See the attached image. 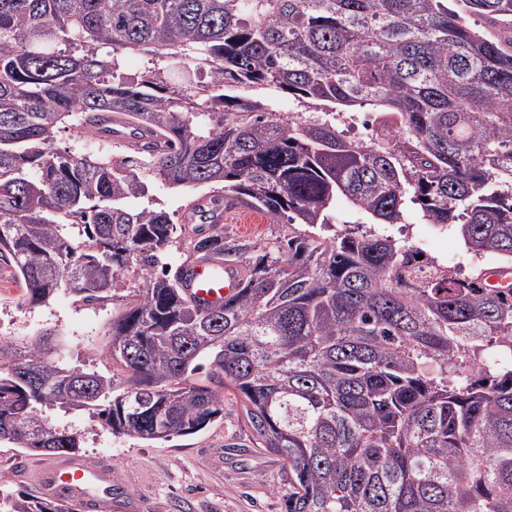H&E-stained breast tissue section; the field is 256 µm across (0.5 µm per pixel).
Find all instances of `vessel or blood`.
Listing matches in <instances>:
<instances>
[{"label":"vessel or blood","mask_w":512,"mask_h":512,"mask_svg":"<svg viewBox=\"0 0 512 512\" xmlns=\"http://www.w3.org/2000/svg\"><path fill=\"white\" fill-rule=\"evenodd\" d=\"M240 286V273L221 259L203 257L183 267L182 292L194 306L221 305ZM35 485L47 495L72 503L79 512H110L112 508V466L104 459H46L35 473Z\"/></svg>","instance_id":"b4317fda"}]
</instances>
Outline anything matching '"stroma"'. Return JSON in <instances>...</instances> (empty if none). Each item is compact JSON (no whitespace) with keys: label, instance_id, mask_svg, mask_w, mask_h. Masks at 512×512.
I'll use <instances>...</instances> for the list:
<instances>
[{"label":"stroma","instance_id":"35a3bbf8","mask_svg":"<svg viewBox=\"0 0 512 512\" xmlns=\"http://www.w3.org/2000/svg\"><path fill=\"white\" fill-rule=\"evenodd\" d=\"M226 234L256 243L283 236L282 225L243 206H236ZM16 277L0 278V325L12 337L30 338L52 329L66 340L76 363L109 370L104 355L112 320L111 305L90 307L73 294L59 293L47 307L30 308ZM234 402L224 417L187 437L147 444L104 432L89 413L72 416L81 439L82 457L107 458L114 477L125 484L134 512H282L287 487L278 457L247 448L248 437ZM37 456L0 441V477L11 489H34Z\"/></svg>","mask_w":512,"mask_h":512}]
</instances>
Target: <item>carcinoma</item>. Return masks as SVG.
I'll use <instances>...</instances> for the list:
<instances>
[{
    "label": "carcinoma",
    "mask_w": 512,
    "mask_h": 512,
    "mask_svg": "<svg viewBox=\"0 0 512 512\" xmlns=\"http://www.w3.org/2000/svg\"><path fill=\"white\" fill-rule=\"evenodd\" d=\"M462 2L512 25V0ZM365 107L394 127L348 136L343 112ZM114 117L148 140L55 147L63 125L106 141ZM154 185L206 193L170 213ZM229 197L288 234L195 233L191 255L243 273L199 309L173 250L187 211ZM412 213L512 269V42L448 0H0V260L30 306L120 300L110 372L47 332L0 338V440L76 455L58 410L170 441L230 395L283 462V512H512V292L423 255L395 229ZM448 7L456 11L462 17L464 23L489 37H502L503 33H506L507 36L512 38L510 29H507L505 32L502 27L494 25L489 19L472 14L460 0L448 2Z\"/></svg>",
    "instance_id": "cac0c4a2"
}]
</instances>
